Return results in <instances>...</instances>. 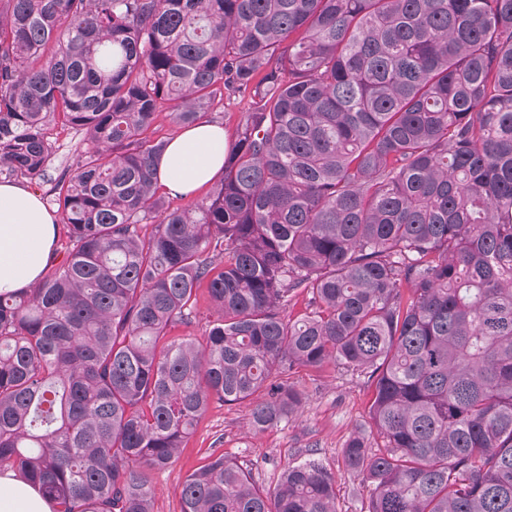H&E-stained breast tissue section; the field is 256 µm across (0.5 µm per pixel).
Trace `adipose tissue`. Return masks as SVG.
<instances>
[{"label":"adipose tissue","mask_w":512,"mask_h":512,"mask_svg":"<svg viewBox=\"0 0 512 512\" xmlns=\"http://www.w3.org/2000/svg\"><path fill=\"white\" fill-rule=\"evenodd\" d=\"M226 148L220 125L184 130L158 163L159 184L174 196L195 193L221 174ZM55 237V219L36 194L0 183V293L22 290L40 277ZM0 512H52V507L38 488L7 470L0 473Z\"/></svg>","instance_id":"obj_1"}]
</instances>
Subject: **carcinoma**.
<instances>
[{
	"instance_id": "carcinoma-1",
	"label": "carcinoma",
	"mask_w": 512,
	"mask_h": 512,
	"mask_svg": "<svg viewBox=\"0 0 512 512\" xmlns=\"http://www.w3.org/2000/svg\"><path fill=\"white\" fill-rule=\"evenodd\" d=\"M231 98L224 176L173 205L158 113ZM60 126L90 147L49 190L63 257L0 293L1 471L152 512L212 404L264 431L341 366L384 442L344 449L367 512H512V0H0V177L45 181ZM181 512H337L336 480L212 454ZM199 321H197L194 325L186 327L184 325H177L172 328L169 332L171 338H181L183 336H188L192 334L194 336L200 337L205 330V326L207 321H212L217 317V314L211 309L209 302L206 300V296L202 295L200 299L199 305Z\"/></svg>"
}]
</instances>
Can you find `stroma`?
Masks as SVG:
<instances>
[{"label": "stroma", "mask_w": 512, "mask_h": 512, "mask_svg": "<svg viewBox=\"0 0 512 512\" xmlns=\"http://www.w3.org/2000/svg\"><path fill=\"white\" fill-rule=\"evenodd\" d=\"M290 381L303 395L301 410L263 432L248 427V404L211 405L178 458L155 476L154 512H181L184 479L212 453L237 460L268 488L278 483L286 467L318 461L336 477L338 512H366L371 487L363 474L347 466L343 448L358 432L371 447L382 444L369 419L371 384L365 374L342 368H302Z\"/></svg>", "instance_id": "35a3bbf8"}]
</instances>
